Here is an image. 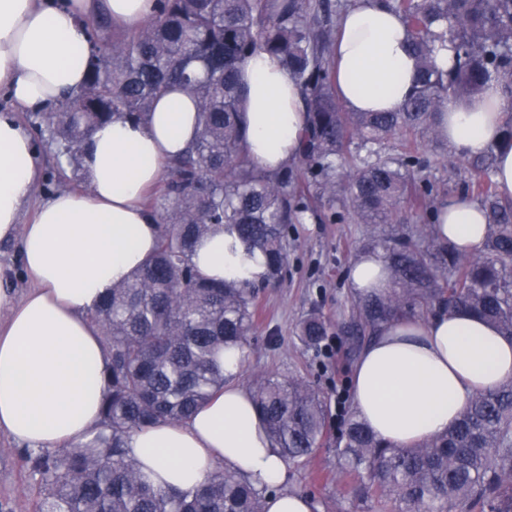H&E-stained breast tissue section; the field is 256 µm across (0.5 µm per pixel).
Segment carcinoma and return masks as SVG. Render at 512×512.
<instances>
[{"label": "carcinoma", "instance_id": "obj_1", "mask_svg": "<svg viewBox=\"0 0 512 512\" xmlns=\"http://www.w3.org/2000/svg\"><path fill=\"white\" fill-rule=\"evenodd\" d=\"M384 3L406 24L419 60L417 83L395 112H346L338 101L330 57L348 0H156L152 19L117 35L105 17L83 22L92 47L84 85L56 111L37 113L57 156L80 164L81 144L97 126L114 116L142 121L177 88L195 102L197 133L147 197L158 217L155 252L90 314L108 354L99 430L64 453L25 456L33 512H266L264 490L230 468L194 489L156 487L124 444L135 430L186 422L224 387V351L244 347L257 290L286 266V227L315 200L340 195L358 222L388 225L375 245L391 288L358 297V332L374 336L392 321L468 310L512 337V201L491 183L493 156L468 162V191L487 220L472 254L439 236L436 189L414 170L420 143L439 137L437 115L448 100L493 81L512 100V0ZM444 43L453 51L446 68L437 62ZM257 52L299 88L308 124L293 162L303 171L262 170L245 150L239 72ZM395 138L401 153L392 157L383 146ZM218 225L236 233L228 256L240 268L237 281L213 282L192 263L197 242ZM257 256L258 281L245 270ZM326 334L319 313L298 325L310 349ZM251 395L284 461L308 459L326 429L318 389L261 373ZM339 444L360 492L398 501L399 512H512V378L476 394L453 426L411 448L376 439L354 414Z\"/></svg>", "mask_w": 512, "mask_h": 512}]
</instances>
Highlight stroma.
I'll use <instances>...</instances> for the list:
<instances>
[{"label":"stroma","instance_id":"obj_1","mask_svg":"<svg viewBox=\"0 0 512 512\" xmlns=\"http://www.w3.org/2000/svg\"><path fill=\"white\" fill-rule=\"evenodd\" d=\"M44 175L41 195L61 189H86L82 172L57 160L45 137H38ZM419 169L440 190L441 199L466 195V160L447 142L422 144ZM382 227L361 224L341 205L318 208L304 223L289 225L288 264L280 283L259 292L261 315L244 347L238 375L244 388H251L259 373L300 376L322 394L327 406V433L308 462L289 465L288 490L306 495L315 512H395V502L379 505L374 497L359 493L353 476L344 472L337 456L336 440L345 419L352 413L353 369L367 337L352 330V305L357 298L350 286L353 261L370 249ZM318 312L328 321L325 338L331 351L306 349L296 337L300 319ZM25 451L0 440V512H32V480L24 462Z\"/></svg>","mask_w":512,"mask_h":512}]
</instances>
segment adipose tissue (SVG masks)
Listing matches in <instances>:
<instances>
[{
    "instance_id": "obj_1",
    "label": "adipose tissue",
    "mask_w": 512,
    "mask_h": 512,
    "mask_svg": "<svg viewBox=\"0 0 512 512\" xmlns=\"http://www.w3.org/2000/svg\"><path fill=\"white\" fill-rule=\"evenodd\" d=\"M156 0H0V93L16 106L0 111V243L21 242L30 283L23 297L0 266V437L29 448H72L88 441L101 420L99 389L107 363L90 320L103 294L127 279L154 252L157 217L144 203L166 161L196 134V107L187 94L159 98L146 121L121 117L87 138L80 161L85 191L63 190L36 201L39 155L18 110L40 112L83 84L90 57L82 21L104 14L132 28L148 20ZM336 90L352 112L396 110L418 78L402 19L380 0H357L341 20L331 56ZM246 89L249 157L276 171L295 156L306 123L292 79L264 54L240 70ZM506 98L488 83L468 100H452L439 132L458 153L496 152L494 179L512 199V147L500 144ZM34 205L30 218L25 206ZM438 231L459 251L481 246L486 219L470 199L439 207ZM194 264L205 275L237 277L216 230L199 246ZM382 253L353 262L352 288L382 291ZM512 378V340L481 318L460 311L382 326L353 371V409L383 442L409 448L448 429L479 392ZM131 456L158 486L189 489L219 466L244 473L268 489L267 512H314L312 500L285 489L287 465L267 435L249 393L228 381L185 424H157L127 440Z\"/></svg>"
}]
</instances>
